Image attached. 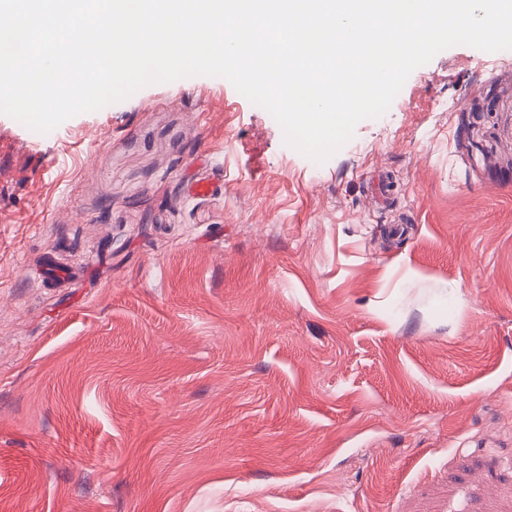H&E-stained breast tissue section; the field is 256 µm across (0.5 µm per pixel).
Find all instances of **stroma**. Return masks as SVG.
<instances>
[{"mask_svg":"<svg viewBox=\"0 0 512 512\" xmlns=\"http://www.w3.org/2000/svg\"><path fill=\"white\" fill-rule=\"evenodd\" d=\"M0 512H512V54L322 164L220 77L0 114Z\"/></svg>","mask_w":512,"mask_h":512,"instance_id":"1","label":"stroma"}]
</instances>
